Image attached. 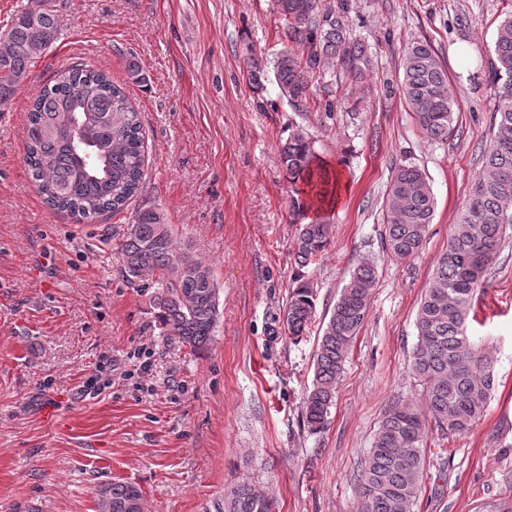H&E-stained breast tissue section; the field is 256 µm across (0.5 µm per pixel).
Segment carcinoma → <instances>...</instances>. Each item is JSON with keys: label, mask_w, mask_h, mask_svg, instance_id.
Segmentation results:
<instances>
[{"label": "carcinoma", "mask_w": 512, "mask_h": 512, "mask_svg": "<svg viewBox=\"0 0 512 512\" xmlns=\"http://www.w3.org/2000/svg\"><path fill=\"white\" fill-rule=\"evenodd\" d=\"M283 47L275 78L294 112H305L315 78L326 70L355 79L370 65L367 47L350 38L348 0H276ZM58 38L48 0L13 15L0 32V103L28 78L32 59ZM492 79L497 106L492 146L475 177L468 202L448 238L416 313L412 372L423 386V404L406 402L381 419L358 474V512H412L427 462L428 420L443 436L468 432L482 418L495 385L494 365L467 334L466 321L500 243L512 232V16L497 27ZM403 98L418 132L448 139L453 102L448 74L428 42L404 49ZM139 112L104 72L76 62L45 85L28 112L25 162L46 203L76 224H91L123 210L140 189L145 151ZM281 162L294 195L297 219L333 195L328 171L302 130L288 135ZM435 198L427 176L412 165L394 169L383 213L384 245L391 256L411 258L422 248ZM332 227L301 224L294 239L297 264L322 256ZM127 277L157 288L153 309L160 333L193 349L204 348L218 323L220 289L211 268L176 245L171 225L155 207L138 210L118 243ZM377 266L360 260L318 337L312 388L302 420L317 433L328 423L336 384L354 338L368 314ZM315 311L311 280L296 278L282 317L284 332L299 340ZM98 512H143L140 488L112 481L96 490ZM218 512H277L275 499L242 481L224 493Z\"/></svg>", "instance_id": "obj_1"}]
</instances>
